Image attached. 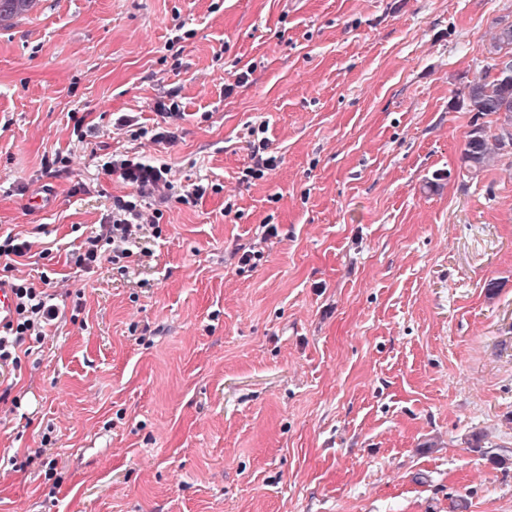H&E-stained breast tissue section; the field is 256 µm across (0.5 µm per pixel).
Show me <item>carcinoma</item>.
Listing matches in <instances>:
<instances>
[{"label": "carcinoma", "instance_id": "carcinoma-1", "mask_svg": "<svg viewBox=\"0 0 512 512\" xmlns=\"http://www.w3.org/2000/svg\"><path fill=\"white\" fill-rule=\"evenodd\" d=\"M38 0H0V24L30 14ZM456 106L490 124L473 123L462 153L467 172L480 173L512 149V23H497L488 62L457 94Z\"/></svg>", "mask_w": 512, "mask_h": 512}]
</instances>
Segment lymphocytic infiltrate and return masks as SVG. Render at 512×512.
Masks as SVG:
<instances>
[{"label": "lymphocytic infiltrate", "instance_id": "1", "mask_svg": "<svg viewBox=\"0 0 512 512\" xmlns=\"http://www.w3.org/2000/svg\"><path fill=\"white\" fill-rule=\"evenodd\" d=\"M162 124L147 127L128 115L116 120L118 129L124 130L131 146L120 153H112L98 165V173L104 177L120 179L131 190L112 198L106 218L91 231L74 255L77 267L92 269L104 259H111L121 277L134 274L135 266L148 257L145 242L160 238V222L165 212L177 205L193 206L207 192H221V185L201 182L182 184L174 178L168 164L151 162L141 156L136 144L147 140L156 145H169L177 135L171 127L173 120L181 116L180 104L175 96L161 97L155 103ZM246 143L250 162L239 178L240 183L250 184L265 179L278 167L280 159L271 149L265 124L249 126ZM51 283L48 273L38 279L11 280L15 318L0 328V403L9 404L11 410L21 406L20 395L14 389L22 373L24 356L42 344L50 328L66 320L63 304L48 292Z\"/></svg>", "mask_w": 512, "mask_h": 512}]
</instances>
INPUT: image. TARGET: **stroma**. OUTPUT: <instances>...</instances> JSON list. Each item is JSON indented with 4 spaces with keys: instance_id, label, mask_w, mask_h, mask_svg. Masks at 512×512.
<instances>
[{
    "instance_id": "obj_1",
    "label": "stroma",
    "mask_w": 512,
    "mask_h": 512,
    "mask_svg": "<svg viewBox=\"0 0 512 512\" xmlns=\"http://www.w3.org/2000/svg\"><path fill=\"white\" fill-rule=\"evenodd\" d=\"M501 20L512 0H39L0 25V228L35 242L19 276L84 303L0 409V455L48 443L64 483L13 473L0 512H512V153L471 176L452 106ZM170 91L181 138L143 155L222 190L165 213L136 275L85 273L129 190L95 175L112 115L153 124ZM260 121L281 162L245 186ZM261 224L264 259L225 263Z\"/></svg>"
}]
</instances>
